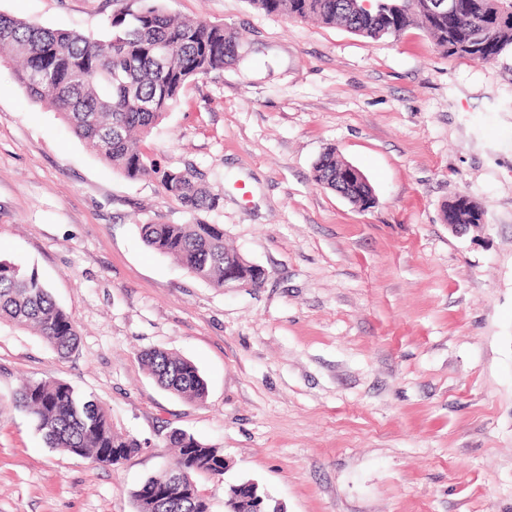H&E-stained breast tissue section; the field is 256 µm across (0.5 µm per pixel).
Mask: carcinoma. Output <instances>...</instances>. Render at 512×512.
I'll list each match as a JSON object with an SVG mask.
<instances>
[{
	"label": "carcinoma",
	"mask_w": 512,
	"mask_h": 512,
	"mask_svg": "<svg viewBox=\"0 0 512 512\" xmlns=\"http://www.w3.org/2000/svg\"><path fill=\"white\" fill-rule=\"evenodd\" d=\"M164 0H139L135 9L112 16L105 33L80 34L32 24L0 13V63L12 65L17 82L38 104L48 103L75 136L112 170L129 180L152 179L192 212L216 211L221 196L190 169L162 166L140 149L178 101L184 86L220 72L239 58L236 34L206 20H183L167 12ZM267 14L311 19L341 26L378 40L398 36L417 24L450 59L487 63L512 48V0H470L468 19L438 20L425 9L427 0H373L374 18L358 14L348 0H248ZM120 70L119 80L112 70ZM336 150L321 154L313 179L332 190L336 175L351 186L347 199L363 206L371 186L349 173ZM447 224H479L481 210L461 194L443 207ZM146 244L175 260L208 286L224 289V256L238 252L224 245L222 224H143ZM240 278L259 288L266 279L258 267L240 266ZM0 324L29 330L61 358L76 348L79 332L37 271L0 260ZM139 358L156 382L189 401H201L207 383L189 360L161 348ZM12 403L27 412L49 447L116 467L141 451L140 443L119 434L108 411L97 401L56 379L28 380ZM175 454L170 464L187 476L168 504L157 488L172 480L168 467L141 482L132 492L138 512H210L199 490L195 465L209 464L211 475L224 474V452L184 431L170 435Z\"/></svg>",
	"instance_id": "carcinoma-1"
}]
</instances>
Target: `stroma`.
Returning a JSON list of instances; mask_svg holds the SVG:
<instances>
[{
  "instance_id": "1",
  "label": "stroma",
  "mask_w": 512,
  "mask_h": 512,
  "mask_svg": "<svg viewBox=\"0 0 512 512\" xmlns=\"http://www.w3.org/2000/svg\"><path fill=\"white\" fill-rule=\"evenodd\" d=\"M133 0H0V13L105 32ZM224 25L239 60L190 82L147 152L223 197L191 212L119 176L0 65V259L37 270L80 333L59 358L0 326V512H137L184 430L224 452L211 512L253 480L283 512H512V49L451 60L419 27L371 40L254 9L165 0ZM365 175L361 210L318 185L325 148ZM465 194L482 226L443 221ZM224 227L261 288L221 291L150 249L143 224ZM192 361L201 402L138 355ZM54 378L142 451L116 467L48 448L11 402Z\"/></svg>"
}]
</instances>
